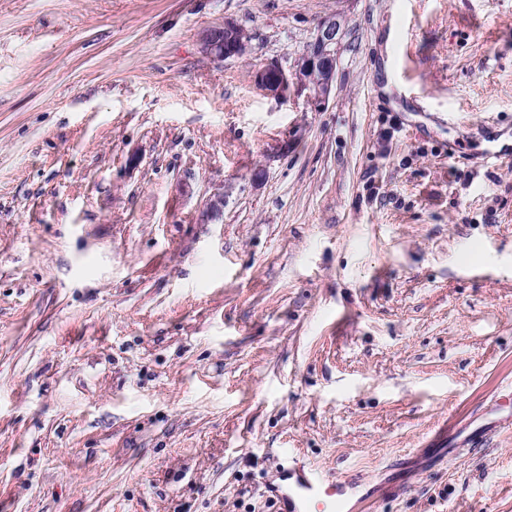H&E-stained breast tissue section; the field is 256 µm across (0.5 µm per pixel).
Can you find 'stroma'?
I'll list each match as a JSON object with an SVG mask.
<instances>
[{
    "label": "stroma",
    "mask_w": 512,
    "mask_h": 512,
    "mask_svg": "<svg viewBox=\"0 0 512 512\" xmlns=\"http://www.w3.org/2000/svg\"><path fill=\"white\" fill-rule=\"evenodd\" d=\"M511 145L512 0H0V512H512ZM344 28V11L328 14L318 23L303 53L295 58L291 67L259 66L252 73L254 85L283 100L292 95H304L315 111L324 110L335 94ZM250 36L240 23L225 19L224 24L206 31L201 40V49L205 55L219 60L239 58L247 52ZM288 456V469L283 468L288 485L273 488L271 492L279 504V512H311L312 505L319 499H324L328 512H343V505L353 490L351 481L342 479H328L316 473H306L290 467Z\"/></svg>",
    "instance_id": "obj_1"
}]
</instances>
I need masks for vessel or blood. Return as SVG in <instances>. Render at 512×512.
I'll return each mask as SVG.
<instances>
[{"mask_svg": "<svg viewBox=\"0 0 512 512\" xmlns=\"http://www.w3.org/2000/svg\"><path fill=\"white\" fill-rule=\"evenodd\" d=\"M289 483L274 488L278 512H311L317 500H325L328 512H342L343 505L352 491L351 482L328 479L315 472L295 468L285 469Z\"/></svg>", "mask_w": 512, "mask_h": 512, "instance_id": "obj_1", "label": "vessel or blood"}]
</instances>
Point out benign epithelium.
Listing matches in <instances>:
<instances>
[{
	"instance_id": "1",
	"label": "benign epithelium",
	"mask_w": 512,
	"mask_h": 512,
	"mask_svg": "<svg viewBox=\"0 0 512 512\" xmlns=\"http://www.w3.org/2000/svg\"><path fill=\"white\" fill-rule=\"evenodd\" d=\"M344 11L336 10L317 25L306 47L289 68L266 64L254 69L252 81L259 90L286 100L304 96L316 111L327 107L336 89V73L344 37ZM249 31L240 23L224 24L206 31L201 40L202 52L219 60L243 56L249 48Z\"/></svg>"
}]
</instances>
